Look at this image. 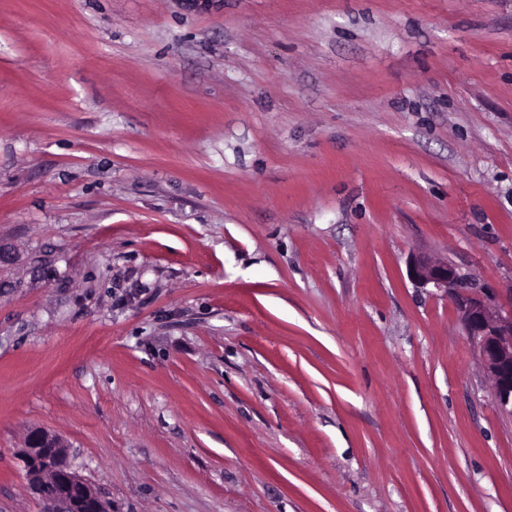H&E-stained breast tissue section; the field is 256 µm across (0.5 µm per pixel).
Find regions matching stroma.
I'll return each mask as SVG.
<instances>
[{
  "label": "stroma",
  "mask_w": 512,
  "mask_h": 512,
  "mask_svg": "<svg viewBox=\"0 0 512 512\" xmlns=\"http://www.w3.org/2000/svg\"><path fill=\"white\" fill-rule=\"evenodd\" d=\"M0 246V512H512V0H0ZM410 278L443 292L459 313L471 342L494 382V395L502 408L512 411V306L507 312L495 306L485 288L462 274L452 263L415 257L409 263ZM69 444L59 435L42 428L30 430L22 455L28 463L29 477L34 481L42 478L47 471L53 454L69 455ZM44 482L46 487H50L45 512H108L101 490L71 466L68 470L54 473L52 479ZM76 485L80 487L81 495L74 499L67 495L66 490Z\"/></svg>",
  "instance_id": "stroma-1"
}]
</instances>
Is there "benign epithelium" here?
Listing matches in <instances>:
<instances>
[{
    "label": "benign epithelium",
    "instance_id": "obj_1",
    "mask_svg": "<svg viewBox=\"0 0 512 512\" xmlns=\"http://www.w3.org/2000/svg\"><path fill=\"white\" fill-rule=\"evenodd\" d=\"M408 273L416 284L430 285L448 298L467 336L479 349L499 405L512 407V309L504 312L495 306L479 282L448 261L415 257ZM69 449V444L56 434L42 428L30 430L22 450L29 477L35 481L42 478L52 456L67 454ZM46 486L49 495L45 512H108L101 490L72 468L54 474Z\"/></svg>",
    "mask_w": 512,
    "mask_h": 512
}]
</instances>
